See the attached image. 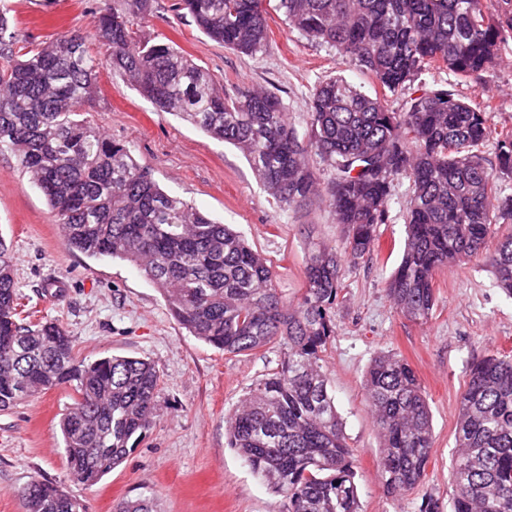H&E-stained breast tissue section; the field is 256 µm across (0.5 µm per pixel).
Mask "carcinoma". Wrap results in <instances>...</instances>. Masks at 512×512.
<instances>
[{
    "mask_svg": "<svg viewBox=\"0 0 512 512\" xmlns=\"http://www.w3.org/2000/svg\"><path fill=\"white\" fill-rule=\"evenodd\" d=\"M289 27L326 44L393 95L425 67L468 80L493 63L512 32V0L488 13L482 0H275ZM267 0H179L212 40L248 56L269 38ZM153 0H112L93 29L28 46L0 11V148L10 150L40 189L70 249L132 263L161 292L190 335L228 354L278 345L277 371L249 388L225 420L228 445L288 512H360L351 450L322 354L336 335L340 257L311 247L307 288L290 304L265 258L227 224L164 192L130 147L97 130L83 110L97 93L91 46L110 50L112 77L161 112L238 148L265 192L301 209L314 197L346 233L353 260L378 248L396 182L411 181L400 264L387 283L394 306L415 321L435 305L433 280L449 265L483 257L496 225L512 221V132L499 133L495 162L482 147L490 102L474 103L444 85L408 96L394 111L342 78L315 87L308 144L282 100L267 91L230 96L171 41L136 36ZM330 169L319 182L306 155ZM495 284L512 296V233L489 256ZM14 258L0 243V411L62 385L76 397L59 421L67 483L32 480L27 512H86L67 484L90 487L119 466L157 417L160 375L147 360L74 357L58 322H22ZM364 387L383 439L385 490L415 489L432 459L428 399L416 371L381 353ZM454 512H512V359L472 363L459 399Z\"/></svg>",
    "mask_w": 512,
    "mask_h": 512,
    "instance_id": "carcinoma-1",
    "label": "carcinoma"
}]
</instances>
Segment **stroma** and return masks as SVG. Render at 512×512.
Instances as JSON below:
<instances>
[{"mask_svg": "<svg viewBox=\"0 0 512 512\" xmlns=\"http://www.w3.org/2000/svg\"><path fill=\"white\" fill-rule=\"evenodd\" d=\"M19 31L39 44L92 29L99 0H6ZM176 0H155L136 33L173 41L210 72L227 94L268 89L282 99L298 138H305L313 87L343 77L374 93L372 76L329 46L307 41L269 12V40L256 58L206 36ZM98 96L86 118L112 139L127 143L169 194L192 202L215 221L233 225L271 265L277 288L297 302L306 286L310 243L343 248L345 234L320 200L303 209L280 207L258 183L233 145L156 111L129 83L113 79L109 50L93 47ZM441 84L463 97L490 100L492 134L483 151L494 158L496 135L512 130V39L474 78L461 82L448 69L423 70L410 93ZM410 182L400 179L389 201L390 221L378 225V254L341 262L336 334L323 353V368L351 449L361 512H453L452 476L458 400L471 364L512 357V297L494 284L488 260L440 269L436 303L426 322L406 318L386 286L405 237ZM0 241L15 261V282L25 322H59L74 354L93 361L117 355L141 358L160 373L159 413L146 438L96 485L74 487L88 512H115L127 499H148L157 512H288V500L272 492L229 448L224 417L243 394L278 366L270 346L227 354L191 336L169 312L156 286L129 262L71 250L41 191L10 151H0ZM391 351L416 370L426 393L433 460L414 490L387 493L379 459L382 439L366 398L364 377L372 360ZM72 387L44 391L0 412V512H25L19 490L34 479L63 483L67 461L58 421L71 406Z\"/></svg>", "mask_w": 512, "mask_h": 512, "instance_id": "1", "label": "stroma"}]
</instances>
